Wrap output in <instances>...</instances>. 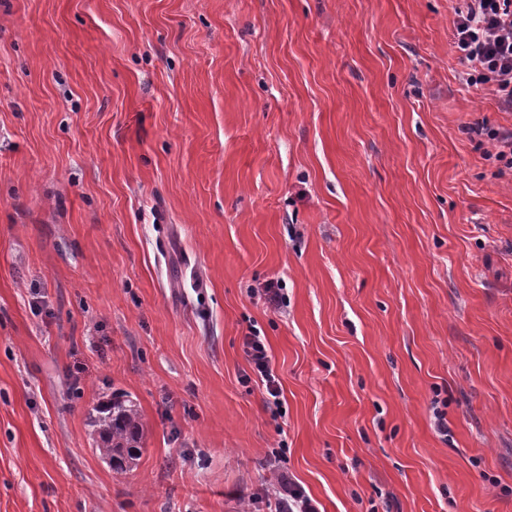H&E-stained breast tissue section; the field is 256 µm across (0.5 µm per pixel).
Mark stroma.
<instances>
[{
	"mask_svg": "<svg viewBox=\"0 0 512 512\" xmlns=\"http://www.w3.org/2000/svg\"><path fill=\"white\" fill-rule=\"evenodd\" d=\"M453 7L0 0V512H268L281 471L322 512H512V172L476 132L512 111ZM244 348L253 371H255L265 386L267 394L278 400L280 395L279 380L272 366L271 355L265 341L253 333L244 337ZM126 398V399H125ZM91 425L99 440L93 448L119 476L132 470L142 452L143 427L138 405L129 395L113 396L92 409Z\"/></svg>",
	"mask_w": 512,
	"mask_h": 512,
	"instance_id": "35a3bbf8",
	"label": "stroma"
}]
</instances>
